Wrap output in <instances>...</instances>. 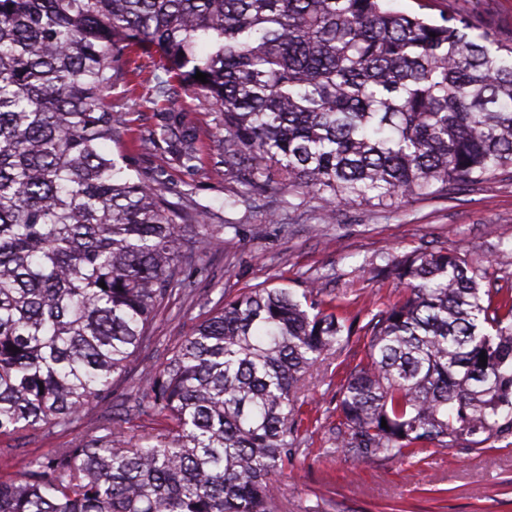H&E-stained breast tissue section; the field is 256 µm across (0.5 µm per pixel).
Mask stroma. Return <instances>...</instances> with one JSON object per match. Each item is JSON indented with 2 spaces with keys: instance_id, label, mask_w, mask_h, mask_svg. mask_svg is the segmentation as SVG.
I'll use <instances>...</instances> for the list:
<instances>
[{
  "instance_id": "obj_1",
  "label": "stroma",
  "mask_w": 512,
  "mask_h": 512,
  "mask_svg": "<svg viewBox=\"0 0 512 512\" xmlns=\"http://www.w3.org/2000/svg\"><path fill=\"white\" fill-rule=\"evenodd\" d=\"M177 106L199 135L196 169L186 171L163 151L142 147V136L160 122L158 110L146 103L125 116L129 174L158 178L186 193L197 207L223 217L224 234L204 256L210 275L198 281L195 298L178 299L157 315L154 340L132 364L117 400L141 396L142 377L161 368L177 337L189 334L201 318L198 300H231L262 287H284L299 296L313 286L318 299L354 324L355 332L308 380L302 443L279 478L278 512H512V446L504 442L476 451L431 446L401 465L344 457L331 439L336 396L367 350L366 324L401 296L399 285L379 272L389 256L457 251L488 271L492 287L512 288V178L463 185L448 198H416L395 211L345 209L331 217L314 201L281 190L272 191L271 204L233 206L229 198L238 184L214 162L224 134L219 113L191 92L181 94ZM102 413L95 408L67 429L0 437V466L20 471L23 458L96 433Z\"/></svg>"
}]
</instances>
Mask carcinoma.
Returning a JSON list of instances; mask_svg holds the SVG:
<instances>
[{
	"label": "carcinoma",
	"mask_w": 512,
	"mask_h": 512,
	"mask_svg": "<svg viewBox=\"0 0 512 512\" xmlns=\"http://www.w3.org/2000/svg\"><path fill=\"white\" fill-rule=\"evenodd\" d=\"M134 48L158 54L153 97ZM120 86L137 105L163 98L143 142L179 167L200 157L176 103L200 91L224 116L229 174L330 215L512 174V34L478 2L430 20L389 0H0V436L67 427L110 400L224 231L112 154ZM387 267L405 296L366 324L336 447L404 463L511 437L512 296L459 253ZM353 332L311 290L218 302L144 377L135 411L164 428L133 443L105 414V434L1 471L0 512H276L301 383Z\"/></svg>",
	"instance_id": "obj_1"
}]
</instances>
